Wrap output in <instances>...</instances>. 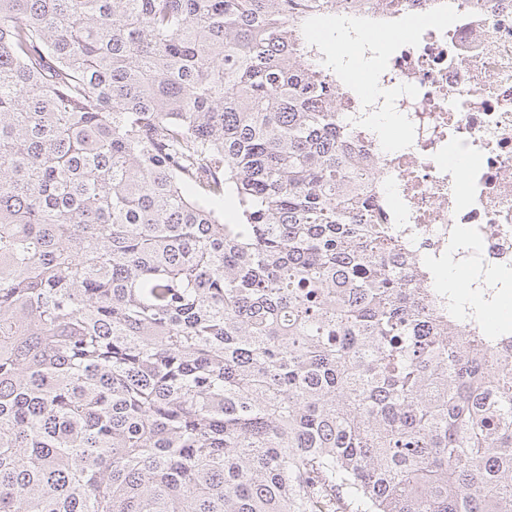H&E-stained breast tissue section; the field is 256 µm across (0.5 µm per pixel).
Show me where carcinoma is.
<instances>
[{"label":"carcinoma","instance_id":"carcinoma-1","mask_svg":"<svg viewBox=\"0 0 512 512\" xmlns=\"http://www.w3.org/2000/svg\"><path fill=\"white\" fill-rule=\"evenodd\" d=\"M370 6L0 0V512H512V363L316 59Z\"/></svg>","mask_w":512,"mask_h":512}]
</instances>
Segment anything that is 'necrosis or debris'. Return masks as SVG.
Returning <instances> with one entry per match:
<instances>
[{"label":"necrosis or debris","instance_id":"obj_1","mask_svg":"<svg viewBox=\"0 0 512 512\" xmlns=\"http://www.w3.org/2000/svg\"><path fill=\"white\" fill-rule=\"evenodd\" d=\"M379 41L349 31L339 111L370 148L378 191L435 272L465 281L454 304L478 323L512 300V0H401Z\"/></svg>","mask_w":512,"mask_h":512}]
</instances>
